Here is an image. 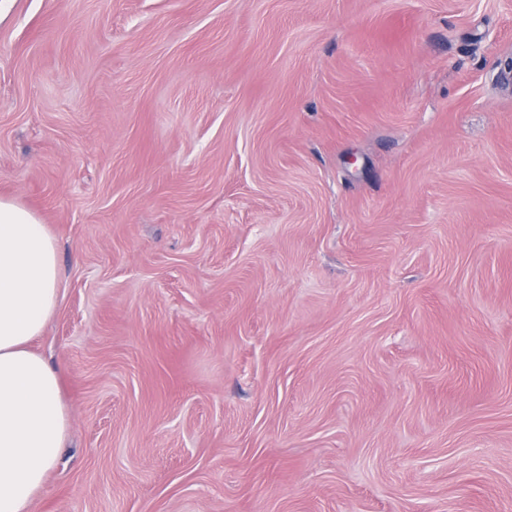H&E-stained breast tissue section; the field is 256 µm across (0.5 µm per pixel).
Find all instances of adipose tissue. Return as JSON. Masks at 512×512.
<instances>
[{
	"label": "adipose tissue",
	"mask_w": 512,
	"mask_h": 512,
	"mask_svg": "<svg viewBox=\"0 0 512 512\" xmlns=\"http://www.w3.org/2000/svg\"><path fill=\"white\" fill-rule=\"evenodd\" d=\"M59 287L45 225L0 198V512H31L69 428L60 375L31 347L56 311Z\"/></svg>",
	"instance_id": "adipose-tissue-1"
}]
</instances>
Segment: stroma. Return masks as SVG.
<instances>
[{
  "label": "stroma",
  "mask_w": 512,
  "mask_h": 512,
  "mask_svg": "<svg viewBox=\"0 0 512 512\" xmlns=\"http://www.w3.org/2000/svg\"><path fill=\"white\" fill-rule=\"evenodd\" d=\"M511 61L512 0H0L32 512H512ZM59 287L45 225L0 198V512H31L69 428L60 375L31 347L56 311Z\"/></svg>",
  "instance_id": "stroma-1"
}]
</instances>
